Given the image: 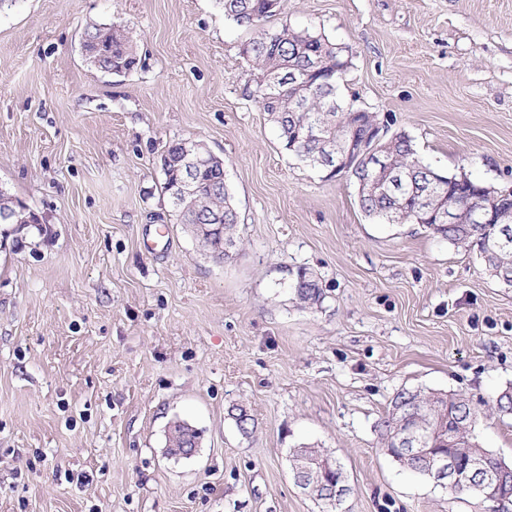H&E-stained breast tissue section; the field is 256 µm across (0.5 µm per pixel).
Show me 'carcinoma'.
<instances>
[{"mask_svg":"<svg viewBox=\"0 0 512 512\" xmlns=\"http://www.w3.org/2000/svg\"><path fill=\"white\" fill-rule=\"evenodd\" d=\"M224 15L240 26L255 30L256 36L242 49L250 62L251 79L244 87V94L251 98L267 113L269 121L277 128L283 146L294 142L296 132L303 126L315 123L327 137H336L347 131H360L359 115L351 112L355 104L340 99L338 90L341 80L336 78V64L332 60L343 59V51L322 35L307 30H294L287 26L279 30L263 28L264 20L274 13L270 0H217ZM87 35L100 38L108 44L110 55L101 60L100 69L126 72L137 63L136 42L132 32L121 25H92ZM320 55L325 62V77L311 88L307 96V108L297 106V91L283 83L276 92H271L268 76L282 79L292 71L305 69L313 55ZM389 150L403 180L394 184H382L368 196L359 198L364 213L388 224H418L433 236L464 248H475L484 260L489 274L497 279L503 271L512 275V223L489 227L485 224H429L423 219L424 208L420 203L425 190L421 176L427 168L413 148L410 138L398 132L390 142ZM224 183V165L214 164L199 174L195 192V209L205 216L219 208L224 210V239L235 240L237 213L228 190L220 188ZM163 190L167 194L172 214L179 224L191 223V213L175 202L174 179L164 173ZM296 300L304 304H316L322 296L316 278L306 272L291 284ZM448 405L451 420H445L449 430L455 432L448 438L444 432L427 442L429 454L436 457L448 453L459 460H479L484 469L497 471L505 466L488 449L484 448L475 433L482 416V410L472 405L465 396L456 393L437 394L423 389H403L397 392L390 408L378 422L377 428L381 447L392 445L402 423L409 416H418L429 422L432 407ZM490 410L506 416L512 415V388H506L498 395ZM238 430L245 436L255 431V419L243 405L231 409ZM196 437L186 425L178 424L166 436V447L181 448L188 444V438Z\"/></svg>","mask_w":512,"mask_h":512,"instance_id":"carcinoma-1","label":"carcinoma"}]
</instances>
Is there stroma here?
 Here are the masks:
<instances>
[{
	"instance_id": "35a3bbf8",
	"label": "stroma",
	"mask_w": 512,
	"mask_h": 512,
	"mask_svg": "<svg viewBox=\"0 0 512 512\" xmlns=\"http://www.w3.org/2000/svg\"><path fill=\"white\" fill-rule=\"evenodd\" d=\"M92 24L135 32L133 70L87 65ZM265 26L346 47L342 97L435 170L512 186V0H281ZM253 36L216 0L0 7V190L43 219L0 235V512H327L293 478L305 444L341 465L345 512H486L376 427L406 388L478 405L512 387V288L288 153L243 93ZM188 138L224 160L225 258L163 191L160 156ZM301 268L317 304L294 298ZM176 419L191 457L165 446ZM477 432L512 464V415Z\"/></svg>"
}]
</instances>
